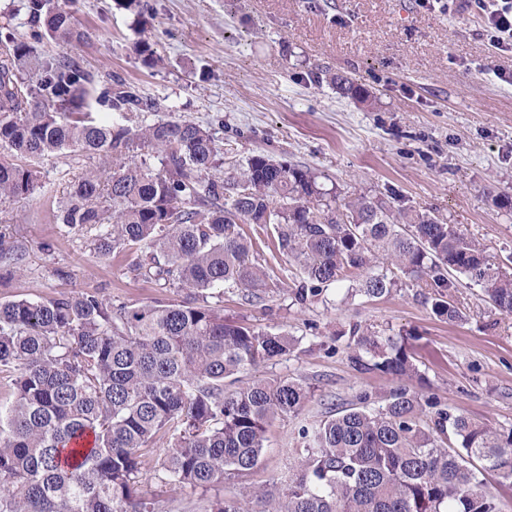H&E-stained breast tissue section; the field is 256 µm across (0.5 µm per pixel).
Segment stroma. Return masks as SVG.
Instances as JSON below:
<instances>
[{
    "label": "stroma",
    "instance_id": "obj_1",
    "mask_svg": "<svg viewBox=\"0 0 512 512\" xmlns=\"http://www.w3.org/2000/svg\"><path fill=\"white\" fill-rule=\"evenodd\" d=\"M143 19L119 0H72L84 39L64 53L92 79L95 93L115 79L158 100L160 119L185 117L207 127L220 147L217 177L264 154L318 175L324 189L375 197L432 213L476 238L493 260L512 258V52L490 46L481 20L465 6L447 13L417 0H142ZM149 41L161 58L145 66L135 51ZM351 77L365 91L355 99L332 89L330 75ZM51 194L34 191L0 201V249L21 254L19 268L0 266V302L38 300L95 290L130 305L174 298L130 269L120 255L99 256L95 233L52 220L90 163L74 154L36 161ZM268 274V289L247 300L225 294L224 316L285 332L299 345L289 356L249 371L248 379L281 377L308 386L298 414L267 432L259 467L224 479L225 497L282 490L301 426L350 407L366 390L384 396L392 377L358 371L346 333L358 322L375 330L413 332L410 351L449 410L492 429H512V315L489 304L479 286L459 281L452 299L461 312L439 320L404 284L382 298H347L352 277L323 300L301 305L292 290L301 272L270 246V232L245 227ZM163 439L146 457L144 490L160 512H177L189 489L163 480Z\"/></svg>",
    "mask_w": 512,
    "mask_h": 512
}]
</instances>
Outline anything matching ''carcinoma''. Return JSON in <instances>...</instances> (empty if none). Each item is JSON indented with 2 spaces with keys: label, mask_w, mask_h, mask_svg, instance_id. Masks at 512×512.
Masks as SVG:
<instances>
[{
  "label": "carcinoma",
  "mask_w": 512,
  "mask_h": 512,
  "mask_svg": "<svg viewBox=\"0 0 512 512\" xmlns=\"http://www.w3.org/2000/svg\"><path fill=\"white\" fill-rule=\"evenodd\" d=\"M31 42L0 25V200L40 185L14 162L74 153L92 162L54 211L69 230H96L101 256L136 252L133 270L191 300L114 304L94 291L0 303V512H158L142 490L147 451L167 437L171 484L206 491L256 468L269 426L310 391L297 380L241 374L290 354L295 340L224 318V292L268 287L242 225L272 227L274 246L300 267V304L359 271L357 295L384 297L405 277L431 312L458 273L512 315V273L453 224L395 198L342 201L308 168L254 155L239 178L211 174L219 148L190 119L146 122L160 104L119 80L112 119L92 116L91 79L65 55L34 53L45 39L84 38L71 10L26 0ZM350 360L391 376L381 404H356L298 430L294 465L276 500L222 495L182 512H500L485 474L512 483V430L454 414L423 381L407 337L349 326Z\"/></svg>",
  "instance_id": "cac0c4a2"
}]
</instances>
